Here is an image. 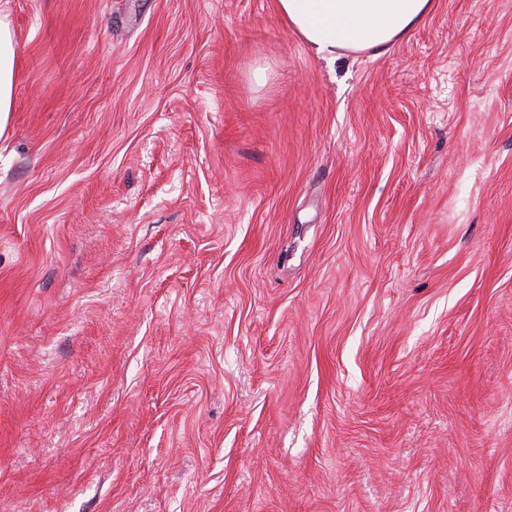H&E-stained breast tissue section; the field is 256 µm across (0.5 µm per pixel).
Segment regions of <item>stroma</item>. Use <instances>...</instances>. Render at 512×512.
<instances>
[{
  "label": "stroma",
  "mask_w": 512,
  "mask_h": 512,
  "mask_svg": "<svg viewBox=\"0 0 512 512\" xmlns=\"http://www.w3.org/2000/svg\"><path fill=\"white\" fill-rule=\"evenodd\" d=\"M0 21V512H512V0ZM280 18L323 58L380 54L405 39L434 0H275ZM19 55L9 27L0 22V135L5 130L19 70Z\"/></svg>",
  "instance_id": "obj_1"
}]
</instances>
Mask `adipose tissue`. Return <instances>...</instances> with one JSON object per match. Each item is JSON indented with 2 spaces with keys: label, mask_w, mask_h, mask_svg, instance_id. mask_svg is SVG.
<instances>
[{
  "label": "adipose tissue",
  "mask_w": 512,
  "mask_h": 512,
  "mask_svg": "<svg viewBox=\"0 0 512 512\" xmlns=\"http://www.w3.org/2000/svg\"><path fill=\"white\" fill-rule=\"evenodd\" d=\"M280 18L324 58L383 53L405 39L434 9V0H275ZM19 55L0 22V132L12 108Z\"/></svg>",
  "instance_id": "adipose-tissue-1"
}]
</instances>
